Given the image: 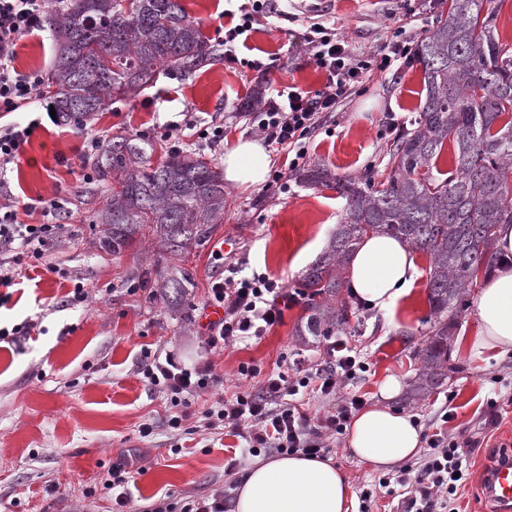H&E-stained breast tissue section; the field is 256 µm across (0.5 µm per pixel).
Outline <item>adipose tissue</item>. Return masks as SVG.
I'll use <instances>...</instances> for the list:
<instances>
[{"label": "adipose tissue", "instance_id": "1", "mask_svg": "<svg viewBox=\"0 0 512 512\" xmlns=\"http://www.w3.org/2000/svg\"><path fill=\"white\" fill-rule=\"evenodd\" d=\"M268 165L259 142L242 140L224 155V177L239 186H252L263 178ZM347 274L359 299L389 311L408 295L418 271L406 242L375 234L360 243ZM475 308L479 331L472 352L512 350V268L499 269L486 282ZM399 391L397 380L386 379L379 388L380 402L353 419L348 446L359 459L387 467L417 453L421 434L415 420L385 405ZM351 503L349 482L330 460L283 456L252 464L238 491L235 512H350Z\"/></svg>", "mask_w": 512, "mask_h": 512}]
</instances>
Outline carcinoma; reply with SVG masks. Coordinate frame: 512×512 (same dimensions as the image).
<instances>
[{
	"label": "carcinoma",
	"mask_w": 512,
	"mask_h": 512,
	"mask_svg": "<svg viewBox=\"0 0 512 512\" xmlns=\"http://www.w3.org/2000/svg\"><path fill=\"white\" fill-rule=\"evenodd\" d=\"M495 0H448L418 43L424 98L415 128L391 153L383 182L367 172L336 181L345 198L344 217L317 259L304 271L301 295L308 315L295 335L329 338L350 327L354 311L342 297L350 257L369 234L397 237L429 256L428 302L433 326L418 350L421 366L413 395L439 389L448 379V347L456 318L479 269L502 264L494 251L496 229L512 224V50L499 41ZM57 49L46 79L59 122L82 128L112 99L149 84L156 68L189 77L219 58L200 22L179 0H68L50 14ZM455 145V173H434L445 141ZM155 146L117 135L91 157L99 180L112 193L93 223L100 248L114 255L150 228L173 256L198 249L224 220V171L177 152L151 166ZM193 274L178 265L155 280L149 298L180 311Z\"/></svg>",
	"instance_id": "cac0c4a2"
}]
</instances>
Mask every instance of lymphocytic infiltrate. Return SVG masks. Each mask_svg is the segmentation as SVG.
<instances>
[{
	"label": "lymphocytic infiltrate",
	"instance_id": "obj_1",
	"mask_svg": "<svg viewBox=\"0 0 512 512\" xmlns=\"http://www.w3.org/2000/svg\"><path fill=\"white\" fill-rule=\"evenodd\" d=\"M49 0H0V113L7 115L30 103L38 94L42 77L15 69L17 47L22 39L42 31ZM279 0H243L237 10H225L232 24L224 33V57L232 60L240 44L246 43L255 26L282 16ZM304 39L327 83L317 94L286 87L270 94L253 114V126L264 142L286 153L281 167L272 170L267 191H290L289 175L306 159L309 143L322 127L325 116L348 98L370 70L398 74L411 58L409 43L387 44L378 62L353 58L335 29L315 23ZM33 203L6 194L0 200V288H10L22 275L21 258L46 264L58 244L62 225L25 224L22 212ZM224 277L212 280L206 306L220 308L224 316L210 325L204 340L208 350L262 339L283 321V309L296 296L267 274L240 275L229 264ZM328 359L311 364L294 359L291 371L261 374L254 366H240L242 376L258 378L257 387L239 392L209 410L204 419L208 430H227L244 439L252 455L275 451L284 455L321 457L329 452V441L345 431L356 411L364 406L361 396L352 394L323 413L313 416L298 394L306 390L323 397L336 396L345 383L357 380L366 369L362 354L346 340L335 339L327 346ZM136 373L155 392L179 400L207 390L217 376L212 362L186 366L175 351L143 349ZM472 475L469 452L443 433L432 434L429 447L418 466H406L380 478V486H399L406 496V512H448Z\"/></svg>",
	"mask_w": 512,
	"mask_h": 512
}]
</instances>
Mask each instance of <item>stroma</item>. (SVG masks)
<instances>
[{
	"label": "stroma",
	"mask_w": 512,
	"mask_h": 512,
	"mask_svg": "<svg viewBox=\"0 0 512 512\" xmlns=\"http://www.w3.org/2000/svg\"><path fill=\"white\" fill-rule=\"evenodd\" d=\"M182 4L200 20L210 43L223 48L226 0ZM410 5L406 11L397 0H284L282 8L291 20L261 26L236 61H217L189 78L160 70L152 86L113 100L86 129L46 120L33 131L5 179L21 199L62 202L65 229L50 255L56 272L28 271L7 289L8 301L0 305V325L32 319L41 328L31 338L0 344V512H147L160 498L178 507L185 498L208 495L224 484L240 486L255 461L245 454L244 440L169 429L164 420L177 409L165 395L148 390L135 373L136 361L148 347L178 351L190 366L214 362L219 382L195 397L190 408L198 422L211 405L248 388L238 373L241 365L258 366L267 374L286 370L298 353L315 364L324 361L325 342L305 346L294 335L306 314L303 303L288 308L282 323L261 341L220 354L204 349L201 304L211 280L229 262L245 276L265 273L298 291L346 201L334 188L304 182L296 174L290 192L279 195L259 184L244 188L225 183L223 223L203 249L185 259L195 285L193 307L181 315L163 301L150 300L140 286L171 264L158 243L146 237L118 255L100 248L93 218L108 192L98 179L85 177L80 165L85 137L105 142L136 134L153 142L158 160L174 148L163 139L167 124L220 116L224 146L205 156L223 163L226 149L256 139L250 113L271 90H323L327 74L302 39L308 26L320 22L337 29L354 56L371 61L389 42H420L448 9L447 0H411ZM53 55V33L47 30L20 42L14 65L20 72L44 75ZM422 80L416 62L395 77L373 72L312 138L305 168L320 165L339 178L369 170L376 180H385L396 139L388 121L413 123ZM416 258L419 276L395 310L380 311L351 299L358 321L345 337L361 350L368 369L348 389L370 405L379 399L380 383L395 378L403 391L388 406L413 415L422 438L442 432L474 439L472 477L455 506L458 512H499L483 497L480 480L500 453L512 456V352L470 353L479 320L474 305H467L448 352L446 383L428 397L408 399L404 388L421 365L416 352L427 338L431 318L430 261L421 252ZM133 283L138 289L132 293L128 287ZM78 284L88 290V300L67 304ZM492 399L499 405V421L488 428L484 418ZM445 408L453 414L447 421L441 418ZM144 422L155 426L146 438L138 434ZM329 457L349 478L352 497L369 488L373 512H398L400 496L379 486L382 469L354 456L347 435H340ZM130 462L137 472L128 485L130 501L120 508L103 482L110 468Z\"/></svg>",
	"instance_id": "35a3bbf8"
}]
</instances>
